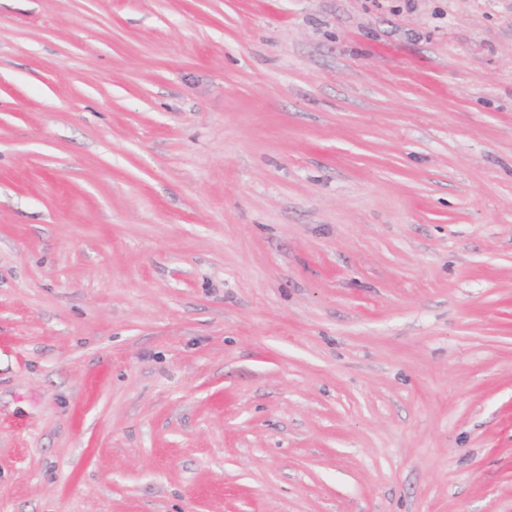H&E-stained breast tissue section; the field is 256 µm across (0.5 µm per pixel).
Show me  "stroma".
Instances as JSON below:
<instances>
[{
	"mask_svg": "<svg viewBox=\"0 0 512 512\" xmlns=\"http://www.w3.org/2000/svg\"><path fill=\"white\" fill-rule=\"evenodd\" d=\"M0 512H512V0H0Z\"/></svg>",
	"mask_w": 512,
	"mask_h": 512,
	"instance_id": "stroma-1",
	"label": "stroma"
}]
</instances>
